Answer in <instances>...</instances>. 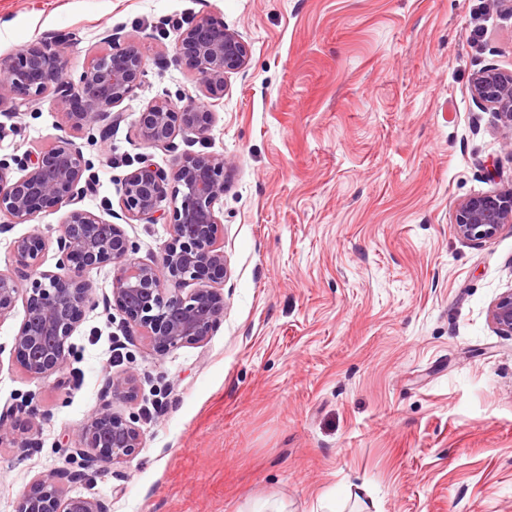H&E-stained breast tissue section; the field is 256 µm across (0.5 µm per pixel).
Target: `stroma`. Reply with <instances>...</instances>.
<instances>
[{
	"label": "stroma",
	"instance_id": "35a3bbf8",
	"mask_svg": "<svg viewBox=\"0 0 512 512\" xmlns=\"http://www.w3.org/2000/svg\"><path fill=\"white\" fill-rule=\"evenodd\" d=\"M208 17L251 47L219 99L175 57ZM60 32L65 77L113 32L145 76L104 137L71 128L50 95L0 112V159L71 139L96 180L82 208L124 224L119 182L142 157L168 171L224 156V319L153 355L112 318L100 267L96 306L45 381L10 352L22 309L0 321V412L18 429L0 444V512L62 469L105 404L137 416L142 449L68 491L109 512H512V337L489 320L512 289V230L469 241L454 227L458 202L512 186V131L470 91L484 68L512 71V14L492 0H0V60ZM158 99L208 104L214 124L148 145L137 120ZM159 210L124 224L146 262L170 238V199ZM63 215L0 216V271L36 231L56 270ZM127 371L132 405L112 398ZM30 399L35 420L19 410ZM137 376L132 372L112 378V398L127 404H134L138 398Z\"/></svg>",
	"mask_w": 512,
	"mask_h": 512
}]
</instances>
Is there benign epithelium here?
Segmentation results:
<instances>
[{
  "label": "benign epithelium",
  "mask_w": 512,
  "mask_h": 512,
  "mask_svg": "<svg viewBox=\"0 0 512 512\" xmlns=\"http://www.w3.org/2000/svg\"><path fill=\"white\" fill-rule=\"evenodd\" d=\"M71 36L21 46L0 61V112L30 104L53 92L76 130L107 131L121 113L112 112L132 97L144 75L143 53L121 46L107 35L110 48L93 56L78 82L62 75V59ZM178 58L189 60L202 77L207 94L218 98L229 75L243 70L251 48L238 32L209 19L182 31ZM473 98L492 108L512 129V72L487 67L471 84ZM214 113L199 103L181 108L167 100L149 104L141 113L138 134L149 145H165L176 132L207 133ZM20 176L0 161V215L12 224H26L49 208L68 206L56 238L59 274L41 269L46 239L33 233L12 246L15 268L28 277L21 286L10 273L0 272V320L23 302L24 316L13 339L21 368L33 379L47 380L63 365L68 340L95 307L86 273L112 265L109 307L122 326L140 336L162 356L189 344L204 342L224 318V225L215 209L224 197V175L230 162L222 155L184 158L166 172L144 157L140 166L120 181V204L127 221L157 220L162 198L171 197V237L160 257L151 262L135 258V246L119 224L104 220L77 203L90 187L89 164L76 144L67 139L17 163ZM512 224V187L473 196L457 204L456 233L471 241L491 239ZM491 323L512 335V289L489 311ZM112 398L133 404L138 398L132 372L112 378ZM142 431L134 414L124 415L104 405L96 409L76 434L78 470H59L41 476L19 495L14 512H108L95 497L71 496L64 481L100 462H124L142 448Z\"/></svg>",
  "instance_id": "7a95c632"
}]
</instances>
